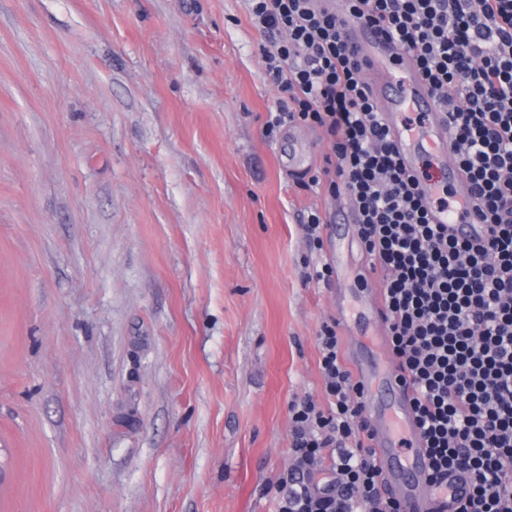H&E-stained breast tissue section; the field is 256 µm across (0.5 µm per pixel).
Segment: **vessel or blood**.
I'll use <instances>...</instances> for the list:
<instances>
[{"instance_id": "vessel-or-blood-1", "label": "vessel or blood", "mask_w": 512, "mask_h": 512, "mask_svg": "<svg viewBox=\"0 0 512 512\" xmlns=\"http://www.w3.org/2000/svg\"><path fill=\"white\" fill-rule=\"evenodd\" d=\"M348 39L370 62L369 80L382 119L396 142L407 169L417 167L420 155L434 156L460 203L459 209H434L432 220L450 233L472 241L484 240L488 225L464 214L471 202V186L448 146L445 112L436 104L406 51L386 41L376 27L349 20ZM424 113L425 124L413 130L403 112ZM336 319L342 325L346 360L354 384L362 394L375 462L381 472L384 496L404 503L409 512H448L451 497L465 496L466 472L448 475V490L438 493L426 479L428 459L411 408L412 388L400 372L385 332L382 298L370 271L360 270L350 286L336 288Z\"/></svg>"}]
</instances>
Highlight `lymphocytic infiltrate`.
Wrapping results in <instances>:
<instances>
[{"label":"lymphocytic infiltrate","instance_id":"1","mask_svg":"<svg viewBox=\"0 0 512 512\" xmlns=\"http://www.w3.org/2000/svg\"><path fill=\"white\" fill-rule=\"evenodd\" d=\"M259 52L280 99L263 124L292 125L330 145L302 188L353 207L357 245L382 292L391 349L414 390L429 483L461 470L451 512H512V0H349L354 20L403 45L448 114V144L472 184L486 240L432 223L388 138L345 21L323 0H247ZM325 400L289 405L295 464L278 512H407L383 498L374 450L335 318L317 331ZM335 477L320 485L316 466Z\"/></svg>","mask_w":512,"mask_h":512}]
</instances>
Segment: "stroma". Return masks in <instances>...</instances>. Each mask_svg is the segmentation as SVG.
I'll return each mask as SVG.
<instances>
[{
	"label": "stroma",
	"instance_id": "obj_1",
	"mask_svg": "<svg viewBox=\"0 0 512 512\" xmlns=\"http://www.w3.org/2000/svg\"><path fill=\"white\" fill-rule=\"evenodd\" d=\"M246 0H0V512H276L323 400Z\"/></svg>",
	"mask_w": 512,
	"mask_h": 512
}]
</instances>
